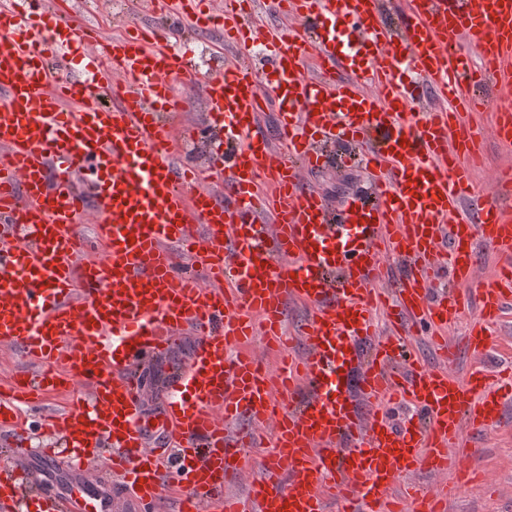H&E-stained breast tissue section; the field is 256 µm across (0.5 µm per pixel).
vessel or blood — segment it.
I'll use <instances>...</instances> for the list:
<instances>
[{
    "label": "vessel or blood",
    "instance_id": "obj_1",
    "mask_svg": "<svg viewBox=\"0 0 512 512\" xmlns=\"http://www.w3.org/2000/svg\"><path fill=\"white\" fill-rule=\"evenodd\" d=\"M196 2L168 0V29L105 44L70 11L0 12V344L34 365L0 396V431L23 447L19 405L78 396L42 422L52 445L41 456L69 471L68 491L4 469L0 512H158L165 483L180 492L176 512H442L485 480L463 435L503 425L512 372L451 374L412 335L433 328L451 362L482 356L512 296V170L476 190L483 129L457 120L496 107L497 140L512 146L501 79L512 0H398L397 27L385 0H267L292 17L285 27L246 24L255 0H224L218 15ZM218 22L225 43L265 49L266 76L245 56L203 72L173 49ZM191 73L209 123L179 128L189 100L171 83ZM420 81L446 108L416 109ZM269 106L276 164L256 131ZM205 138L206 168L176 166L178 140ZM336 143L366 147L372 201L334 210L301 186L298 172L323 166ZM93 201L90 241L79 224ZM487 248L500 256L491 281L475 276ZM472 298L478 316L449 345L437 331ZM289 300L307 310L292 336ZM183 328L193 355L145 420L140 367ZM256 339L280 352L276 369L237 352ZM231 420L245 423L232 437ZM103 448L109 485L76 461ZM450 467L443 491L394 493L411 473ZM251 470L246 494L230 493Z\"/></svg>",
    "mask_w": 512,
    "mask_h": 512
}]
</instances>
